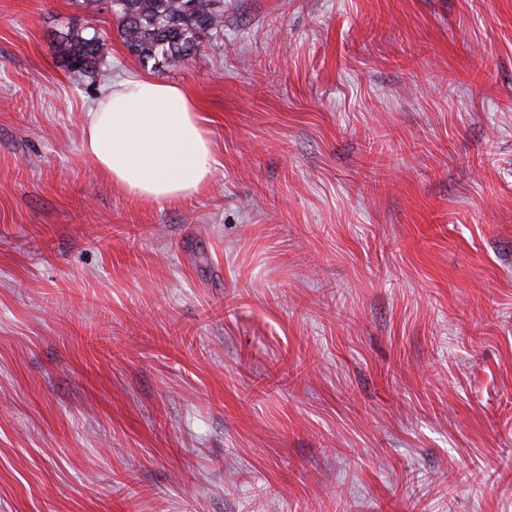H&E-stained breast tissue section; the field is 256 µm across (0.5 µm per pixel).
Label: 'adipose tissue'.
<instances>
[{
  "instance_id": "obj_1",
  "label": "adipose tissue",
  "mask_w": 512,
  "mask_h": 512,
  "mask_svg": "<svg viewBox=\"0 0 512 512\" xmlns=\"http://www.w3.org/2000/svg\"><path fill=\"white\" fill-rule=\"evenodd\" d=\"M83 147L115 189L157 202L197 194L214 164L197 101L149 76L112 85L86 114Z\"/></svg>"
}]
</instances>
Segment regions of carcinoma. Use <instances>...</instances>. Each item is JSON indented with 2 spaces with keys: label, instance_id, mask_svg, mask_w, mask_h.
<instances>
[{
  "label": "carcinoma",
  "instance_id": "carcinoma-1",
  "mask_svg": "<svg viewBox=\"0 0 512 512\" xmlns=\"http://www.w3.org/2000/svg\"><path fill=\"white\" fill-rule=\"evenodd\" d=\"M107 11L128 51L154 69L188 59L200 50L202 34L218 35L224 23L221 0H110ZM60 50L73 71L92 73L103 61L102 37L89 25L69 29Z\"/></svg>",
  "mask_w": 512,
  "mask_h": 512
}]
</instances>
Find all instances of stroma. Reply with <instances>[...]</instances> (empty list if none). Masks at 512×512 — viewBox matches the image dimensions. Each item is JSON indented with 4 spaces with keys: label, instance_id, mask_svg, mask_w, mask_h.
I'll return each instance as SVG.
<instances>
[{
    "label": "stroma",
    "instance_id": "obj_1",
    "mask_svg": "<svg viewBox=\"0 0 512 512\" xmlns=\"http://www.w3.org/2000/svg\"><path fill=\"white\" fill-rule=\"evenodd\" d=\"M93 20L94 74L60 33ZM206 188L114 191L104 7L0 0V512H512V0H224Z\"/></svg>",
    "mask_w": 512,
    "mask_h": 512
}]
</instances>
